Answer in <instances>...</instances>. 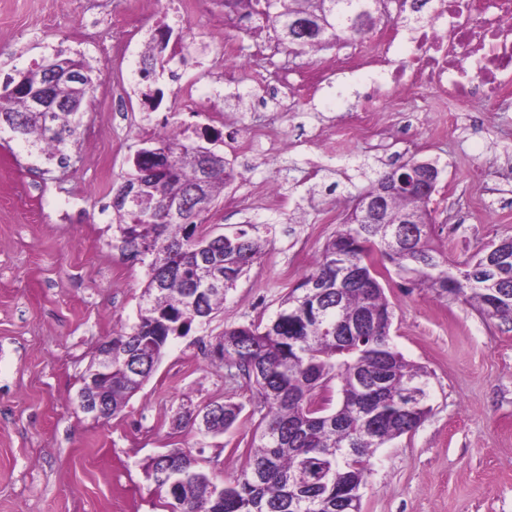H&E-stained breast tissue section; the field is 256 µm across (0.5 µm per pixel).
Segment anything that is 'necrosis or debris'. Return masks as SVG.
I'll return each mask as SVG.
<instances>
[{"label":"necrosis or debris","mask_w":512,"mask_h":512,"mask_svg":"<svg viewBox=\"0 0 512 512\" xmlns=\"http://www.w3.org/2000/svg\"><path fill=\"white\" fill-rule=\"evenodd\" d=\"M428 23L415 29L407 65L396 67L399 87L423 86L440 99L493 100L512 105V0H438ZM110 52L125 63L139 18L113 0Z\"/></svg>","instance_id":"4bbe7bcc"}]
</instances>
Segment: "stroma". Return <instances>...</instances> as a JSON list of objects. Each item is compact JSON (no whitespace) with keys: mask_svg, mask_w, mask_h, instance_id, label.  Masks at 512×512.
<instances>
[{"mask_svg":"<svg viewBox=\"0 0 512 512\" xmlns=\"http://www.w3.org/2000/svg\"><path fill=\"white\" fill-rule=\"evenodd\" d=\"M389 0L376 34L318 52H281L253 60L251 32L225 19L220 5L164 10L144 19L151 42L161 26L186 33L182 61L169 62L179 81L159 77L165 101L152 109L140 80L117 74L106 47L111 0L86 10L83 0H0V81L57 54L85 56L107 92L121 95L126 116L96 92L85 111L78 162L47 161L9 129L0 130V512H155L145 460L189 448L193 432L171 417L182 401L249 403L244 387L203 349L230 325L274 316L280 296L314 267L323 243L352 211V199L373 171L411 159L440 170L428 205L432 241L449 263L512 235V107L485 101H440L428 89H397L386 67L370 60L378 36L398 25ZM96 25L100 46L77 44ZM369 61L339 68L350 48ZM239 58L224 76V52ZM294 68L289 90L271 95L282 65ZM198 110L171 111L181 85ZM224 114L213 151L233 163L235 181L203 225L229 234L244 224L272 227L264 253L231 290L209 323L174 338L151 378L109 420H95L77 402L81 376L97 346L136 320L146 269L113 247L112 199L145 140L143 129L168 117L176 126H209L207 108ZM371 110L377 140L341 136L351 113ZM274 115L279 146L250 145ZM275 185L282 206L264 200ZM391 341L430 373L432 411L414 432L375 452L362 491V512H512V322L480 315L460 301L393 279ZM252 426L247 418L209 439V467L234 478Z\"/></svg>","mask_w":512,"mask_h":512,"instance_id":"1","label":"stroma"}]
</instances>
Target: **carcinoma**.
I'll use <instances>...</instances> for the list:
<instances>
[{"mask_svg":"<svg viewBox=\"0 0 512 512\" xmlns=\"http://www.w3.org/2000/svg\"><path fill=\"white\" fill-rule=\"evenodd\" d=\"M372 0H224V15L240 22L262 16L275 40L319 51L331 42L364 34L361 7ZM81 73L85 89L59 79L53 98L77 112H32L26 90L46 83L42 68L11 75L0 94V129L39 147L46 159L67 160L78 143L83 104L100 79L83 57L67 58ZM188 130L165 145L174 163L164 181H147L148 204L115 208L118 248L146 266L137 320L104 340L112 344V364L102 365L98 346L81 381L95 379L96 394L107 399L102 419L119 415L166 353L170 339L186 336L224 306L237 281L264 251L255 224L216 236L197 220L210 212L230 179L224 156L214 152L203 196L205 206L172 214L169 189L193 194L200 162ZM394 169L378 171L353 200L351 217L325 242L315 269L280 300L268 322L224 328L208 354L225 376L242 381L251 394L253 431L244 463L232 480L207 469L206 440L224 434L239 420L243 405L230 399L202 407L181 404L171 428L189 429L199 448H169L144 464L154 495L166 512H361V489L371 474V458L389 441L416 430L430 408L428 372L407 361L391 343L394 309L376 275L374 253L394 273L437 296L473 300L480 314L512 321V236L493 240L448 268L430 244V196L390 193L380 223L361 219L359 201L396 181ZM407 215L418 236L391 244L384 224ZM354 268L357 280L343 282ZM338 386L331 408L321 393Z\"/></svg>","mask_w":512,"mask_h":512,"instance_id":"1","label":"carcinoma"}]
</instances>
